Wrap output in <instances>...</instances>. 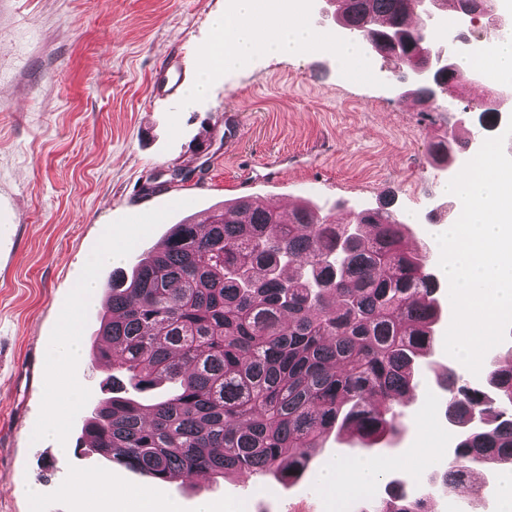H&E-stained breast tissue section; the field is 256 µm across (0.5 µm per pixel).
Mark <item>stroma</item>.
<instances>
[{
	"instance_id": "obj_1",
	"label": "stroma",
	"mask_w": 512,
	"mask_h": 512,
	"mask_svg": "<svg viewBox=\"0 0 512 512\" xmlns=\"http://www.w3.org/2000/svg\"><path fill=\"white\" fill-rule=\"evenodd\" d=\"M224 4L0 0V512H98L94 493L70 491L77 473L148 490L157 512L171 500L181 512H196L203 500L218 512H245V500L246 512H332L317 473L350 452L333 436L315 449L313 474L287 487L241 473L208 476L201 492L154 487L93 453L59 456L58 447H75L104 395L107 372L87 358L64 373L80 395L59 403V444L35 440L50 396L47 356L66 320L76 317L86 347L99 326L101 294L78 289L106 244L122 252L126 268L184 219L200 221L241 196L279 204L302 188L320 206L346 211L393 197L400 215L415 217L419 236L426 219L444 221L449 176L431 148L472 97L410 105L373 75L376 61L337 64L334 0L320 14L302 8L319 47L215 73L194 101L154 93L172 59L198 77ZM229 112L238 128L228 135ZM173 169L195 177L170 183ZM405 412L407 430L382 453L403 460L393 476L422 486L433 470L429 454L447 453L455 430L429 383ZM414 446L418 454L408 455Z\"/></svg>"
}]
</instances>
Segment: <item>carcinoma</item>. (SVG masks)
<instances>
[{
	"instance_id": "cac0c4a2",
	"label": "carcinoma",
	"mask_w": 512,
	"mask_h": 512,
	"mask_svg": "<svg viewBox=\"0 0 512 512\" xmlns=\"http://www.w3.org/2000/svg\"><path fill=\"white\" fill-rule=\"evenodd\" d=\"M336 20L365 51L390 53L405 93L433 94L435 75H413L424 27L408 18L446 4L458 19L499 12L494 0H336ZM408 225L384 204L346 223L308 203L285 214L241 197L204 224L173 225L130 271L108 276L92 346L109 395L81 427L80 446L162 480L248 472L279 484L312 472L310 449L331 433L369 450L407 429L405 400L433 374L456 428L429 478L452 498L459 477L512 469V349L471 382L432 360L444 284L431 246H408ZM166 381L151 405L136 394ZM478 417L482 425L475 427ZM358 512H430V493L386 476Z\"/></svg>"
}]
</instances>
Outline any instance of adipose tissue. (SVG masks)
I'll return each mask as SVG.
<instances>
[{"label":"adipose tissue","instance_id":"1","mask_svg":"<svg viewBox=\"0 0 512 512\" xmlns=\"http://www.w3.org/2000/svg\"><path fill=\"white\" fill-rule=\"evenodd\" d=\"M224 13L214 20L220 32L218 40L208 52V60L197 82L188 91V97L203 95L209 75L216 69H230L255 54L292 56L313 48L318 39L310 26L297 18L294 12L283 15L260 13L258 0H227ZM483 65L492 79L512 82V43L496 45L476 56L460 61L463 70ZM393 459L362 453L343 457L329 463L319 474L323 487L332 493L348 494L374 486L393 466ZM95 487L98 498L113 505L134 504L137 512H154L150 495L142 490H118L104 477L78 476L73 480L74 492Z\"/></svg>","mask_w":512,"mask_h":512}]
</instances>
